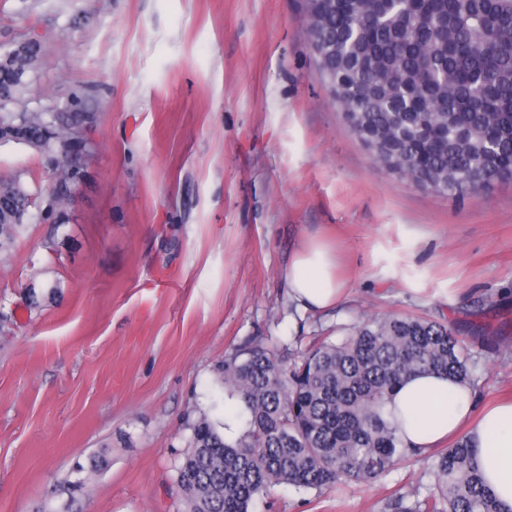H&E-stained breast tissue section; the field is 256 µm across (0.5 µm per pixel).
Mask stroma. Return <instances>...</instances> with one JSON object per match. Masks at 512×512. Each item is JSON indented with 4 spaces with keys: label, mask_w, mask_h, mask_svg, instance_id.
<instances>
[{
    "label": "stroma",
    "mask_w": 512,
    "mask_h": 512,
    "mask_svg": "<svg viewBox=\"0 0 512 512\" xmlns=\"http://www.w3.org/2000/svg\"><path fill=\"white\" fill-rule=\"evenodd\" d=\"M27 37L44 54L26 101L93 113L98 147L64 224H29L0 262V512H184V417L254 339L305 349L434 319L478 362L476 406L512 399V180L455 199L378 166L302 0H0V54ZM0 174L55 181L12 143ZM313 236L348 287L301 318L285 271ZM56 281L27 310V285ZM431 482L409 460L373 483L275 488L252 512H386Z\"/></svg>",
    "instance_id": "1"
}]
</instances>
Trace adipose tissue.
Segmentation results:
<instances>
[{"mask_svg":"<svg viewBox=\"0 0 512 512\" xmlns=\"http://www.w3.org/2000/svg\"><path fill=\"white\" fill-rule=\"evenodd\" d=\"M287 284L291 300L303 312L332 309L345 296L336 254L314 237L289 258ZM447 393L453 396L448 416L440 409ZM386 411L403 422L400 436L411 448H435L466 433L486 484L512 512V400L479 410L469 386L428 372L406 379L388 399Z\"/></svg>","mask_w":512,"mask_h":512,"instance_id":"ef3b65f1","label":"adipose tissue"}]
</instances>
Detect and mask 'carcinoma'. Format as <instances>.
<instances>
[{
    "label": "carcinoma",
    "mask_w": 512,
    "mask_h": 512,
    "mask_svg": "<svg viewBox=\"0 0 512 512\" xmlns=\"http://www.w3.org/2000/svg\"><path fill=\"white\" fill-rule=\"evenodd\" d=\"M305 10L313 39L336 49L320 62L331 94L351 131L376 144L378 164L453 198L512 178V0H400L378 23L376 0H305ZM37 58L16 51L0 67V125H22L27 146L53 169L48 220L69 203L72 167L96 142L79 144L70 164H54L85 113L16 108ZM34 194L20 176H0L1 260L24 231L18 215L30 214ZM473 366L451 327L413 317L373 319L297 359L260 343L235 350L215 368L209 406L184 421L190 437L176 477L184 512H250L276 486L321 491L381 479L425 455L404 446L384 413L399 384L432 371L469 385ZM227 418L243 423L232 439ZM432 458L429 494H397L388 512H504L466 436Z\"/></svg>",
    "instance_id": "1"
}]
</instances>
